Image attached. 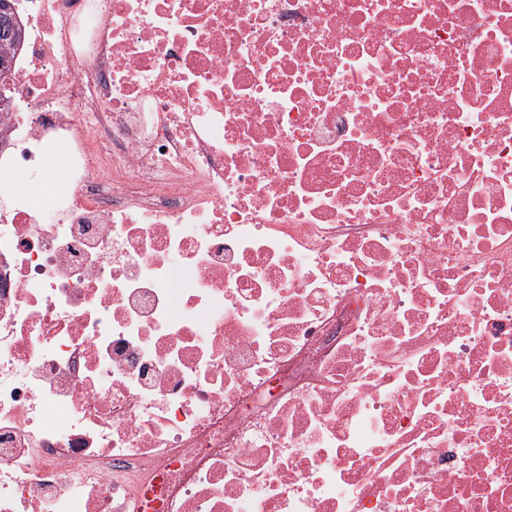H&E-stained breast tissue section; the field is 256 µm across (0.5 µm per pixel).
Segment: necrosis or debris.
<instances>
[{
    "label": "necrosis or debris",
    "mask_w": 512,
    "mask_h": 512,
    "mask_svg": "<svg viewBox=\"0 0 512 512\" xmlns=\"http://www.w3.org/2000/svg\"><path fill=\"white\" fill-rule=\"evenodd\" d=\"M15 8L0 512H512V0Z\"/></svg>",
    "instance_id": "1"
}]
</instances>
